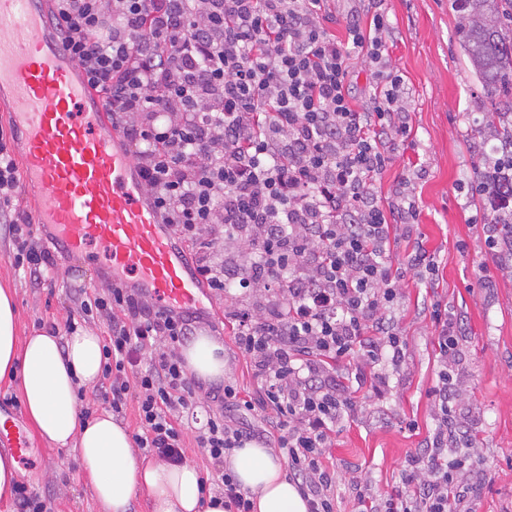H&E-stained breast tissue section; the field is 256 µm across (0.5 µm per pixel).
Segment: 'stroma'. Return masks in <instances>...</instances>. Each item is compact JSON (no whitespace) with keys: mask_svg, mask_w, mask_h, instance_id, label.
Masks as SVG:
<instances>
[{"mask_svg":"<svg viewBox=\"0 0 512 512\" xmlns=\"http://www.w3.org/2000/svg\"><path fill=\"white\" fill-rule=\"evenodd\" d=\"M377 8L387 19L386 51L404 81L411 131L396 141L393 159L372 182L378 201L390 203L410 186L418 205L416 224L391 232V258L406 260L417 247L433 255L436 270L419 280L405 273L394 326L407 346V358L380 395L363 387L354 413L344 416L324 461L335 470L337 512H357L353 480L371 494L388 497L400 484L408 460L427 440L436 422L431 393L438 353L434 309L458 323V356L452 384L463 400L460 413L477 440L476 449L452 448L466 481V512H512V255L489 253L482 226L491 213L471 185L496 145L486 126L484 91L461 50L459 17L451 0H329L325 27L344 39V22ZM13 241L0 224V286L15 300L18 332L38 328L65 335V321L76 309L71 284L104 291L112 271L94 250L70 254L54 250L56 268L44 286H34L15 267ZM485 279H478L480 267ZM252 296L235 289L209 293L199 327L224 345L225 383L240 398L256 397L249 358L224 328V309L248 307ZM196 408L185 418L186 459L201 475L215 469L197 448L195 436L220 410L209 386L193 379ZM31 464L21 466L18 482L50 499L53 512H100L89 477L75 456L32 432Z\"/></svg>","mask_w":512,"mask_h":512,"instance_id":"obj_1","label":"stroma"}]
</instances>
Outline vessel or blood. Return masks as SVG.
I'll use <instances>...</instances> for the list:
<instances>
[{"instance_id": "b4317fda", "label": "vessel or blood", "mask_w": 512, "mask_h": 512, "mask_svg": "<svg viewBox=\"0 0 512 512\" xmlns=\"http://www.w3.org/2000/svg\"><path fill=\"white\" fill-rule=\"evenodd\" d=\"M0 90L10 96L25 182L40 192L47 244L74 254L98 247L113 274L129 277L158 307L201 309L204 292L38 0H0ZM0 446L30 459L29 434L9 413H0Z\"/></svg>"}]
</instances>
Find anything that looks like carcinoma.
Listing matches in <instances>:
<instances>
[{
    "label": "carcinoma",
    "instance_id": "cac0c4a2",
    "mask_svg": "<svg viewBox=\"0 0 512 512\" xmlns=\"http://www.w3.org/2000/svg\"><path fill=\"white\" fill-rule=\"evenodd\" d=\"M460 47L498 117L493 164L477 173V192L498 224L512 225V0H452Z\"/></svg>",
    "mask_w": 512,
    "mask_h": 512
}]
</instances>
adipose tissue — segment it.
<instances>
[{
    "mask_svg": "<svg viewBox=\"0 0 512 512\" xmlns=\"http://www.w3.org/2000/svg\"><path fill=\"white\" fill-rule=\"evenodd\" d=\"M179 355L198 378L223 380L224 348L210 336H197ZM101 358V338L91 329L65 338L43 330L20 337L13 298L0 288V379L16 381L26 412L46 440L74 452L101 512H129L139 488L146 491L151 512H224L223 498L202 494L194 465L139 461L129 432L109 412L83 420L76 392L99 381ZM226 465L251 492L253 512H308L275 449L248 443L235 449Z\"/></svg>",
    "mask_w": 512,
    "mask_h": 512,
    "instance_id": "1",
    "label": "adipose tissue"
}]
</instances>
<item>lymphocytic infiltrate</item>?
Masks as SVG:
<instances>
[{
    "label": "lymphocytic infiltrate",
    "instance_id": "f902f5d3",
    "mask_svg": "<svg viewBox=\"0 0 512 512\" xmlns=\"http://www.w3.org/2000/svg\"><path fill=\"white\" fill-rule=\"evenodd\" d=\"M53 2L58 39L122 133L161 222L190 251L194 277L218 293L258 297L252 309L225 308L224 320L252 362L259 398L213 386L223 412L195 437L219 467L225 512L252 509L222 465L255 436L239 411L258 406L277 418V447L308 512H334L324 450L356 408V386H386L406 355L388 318L401 290L390 229L415 223L417 211L404 195L384 208L369 188L391 161L386 140L409 132L385 57L384 16H350L340 42L325 28V0ZM356 55L374 78L362 106L353 97ZM8 142L0 133V223L15 266L39 283L55 262L16 205ZM73 295L79 306L66 330L79 319L106 329L94 402L120 416L135 398L136 447L184 462L183 419L195 401L177 349L196 334L195 316L150 305L119 280L101 293L79 285ZM437 325V427L400 487L369 512H452L460 474L441 450L449 439H473L448 385L454 323Z\"/></svg>",
    "mask_w": 512,
    "mask_h": 512
}]
</instances>
